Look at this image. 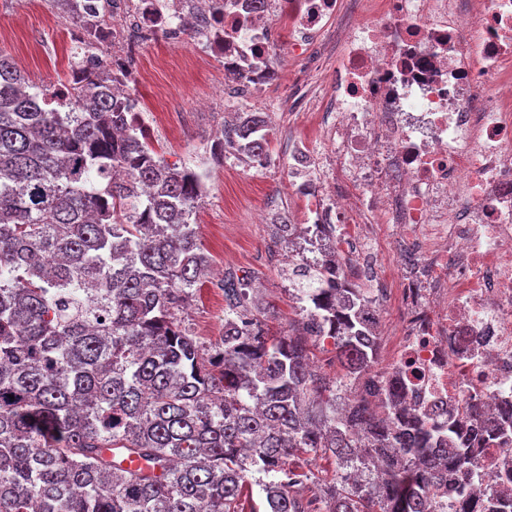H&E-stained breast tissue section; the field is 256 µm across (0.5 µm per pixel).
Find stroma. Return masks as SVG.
<instances>
[{
  "mask_svg": "<svg viewBox=\"0 0 512 512\" xmlns=\"http://www.w3.org/2000/svg\"><path fill=\"white\" fill-rule=\"evenodd\" d=\"M351 7L330 20L309 56L281 70L262 92L238 93L224 83V65L203 54L193 38L172 41L160 34L144 42L134 65L144 81L135 97L142 120L154 123L151 145L171 163L206 174V191L195 213L201 241L212 258L215 274L197 289L184 312L185 324L204 347L218 344L224 332V295L220 272L258 277L259 294L276 307L266 324L277 333L298 325L301 313L288 294V275L282 263L284 246L274 235L277 215L302 219L304 205L288 190V150L294 140L310 144L317 166H324L327 149L321 139L326 122L316 111L326 98L327 81L340 51L342 23ZM74 25L51 0H0V52L38 86L65 81L75 43ZM248 108L271 119L267 153L274 164L253 168L232 151L212 152L213 133L223 127L224 114ZM348 278L366 288H381L389 313L381 323L379 361L394 355L401 328L398 307L405 258L385 248L379 262L343 261Z\"/></svg>",
  "mask_w": 512,
  "mask_h": 512,
  "instance_id": "stroma-1",
  "label": "stroma"
}]
</instances>
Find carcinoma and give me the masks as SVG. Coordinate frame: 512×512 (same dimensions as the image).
<instances>
[{
	"instance_id": "obj_1",
	"label": "carcinoma",
	"mask_w": 512,
	"mask_h": 512,
	"mask_svg": "<svg viewBox=\"0 0 512 512\" xmlns=\"http://www.w3.org/2000/svg\"><path fill=\"white\" fill-rule=\"evenodd\" d=\"M89 64L63 112L58 87L0 54V512H239L251 470L266 512H316L310 475L288 466L299 450L336 458L326 512H434L438 487L471 512L454 438L398 379L367 377L368 289L343 274L330 225H274L321 254L288 275L297 332L269 334L253 282L226 276L224 336L204 355L175 318L211 265L191 222L202 176L165 162L137 100ZM266 129L239 112L224 143L259 156ZM312 336L333 340L335 378L312 367ZM485 426L512 445V403Z\"/></svg>"
}]
</instances>
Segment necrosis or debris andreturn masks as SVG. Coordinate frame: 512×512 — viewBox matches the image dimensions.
Segmentation results:
<instances>
[{"label":"necrosis or debris","instance_id":"obj_1","mask_svg":"<svg viewBox=\"0 0 512 512\" xmlns=\"http://www.w3.org/2000/svg\"><path fill=\"white\" fill-rule=\"evenodd\" d=\"M343 30L330 79L339 118L325 132L322 172L297 145L289 187L308 222L347 235L380 217L386 244L416 246L403 273L404 334L385 372L407 405L447 424L512 401V0H363ZM340 0H131L146 34L195 32L224 77L264 89L276 80L271 31L295 59L339 14ZM500 446L463 470L486 491L512 489Z\"/></svg>","mask_w":512,"mask_h":512}]
</instances>
